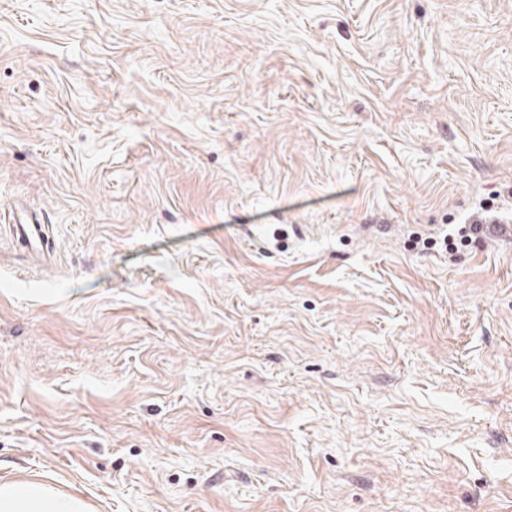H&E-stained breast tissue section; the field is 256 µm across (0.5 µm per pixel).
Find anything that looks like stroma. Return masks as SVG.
Segmentation results:
<instances>
[{
	"mask_svg": "<svg viewBox=\"0 0 512 512\" xmlns=\"http://www.w3.org/2000/svg\"><path fill=\"white\" fill-rule=\"evenodd\" d=\"M487 200L512 0H0V482L512 512V244H414ZM41 220L44 219L37 216L34 218L31 215L30 224H9V228L13 239L25 249L44 254L52 247L50 246L49 226L41 224Z\"/></svg>",
	"mask_w": 512,
	"mask_h": 512,
	"instance_id": "35a3bbf8",
	"label": "stroma"
}]
</instances>
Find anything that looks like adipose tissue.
I'll use <instances>...</instances> for the list:
<instances>
[{"mask_svg":"<svg viewBox=\"0 0 512 512\" xmlns=\"http://www.w3.org/2000/svg\"><path fill=\"white\" fill-rule=\"evenodd\" d=\"M0 512H86V506L44 483L2 482Z\"/></svg>","mask_w":512,"mask_h":512,"instance_id":"ef3b65f1","label":"adipose tissue"}]
</instances>
